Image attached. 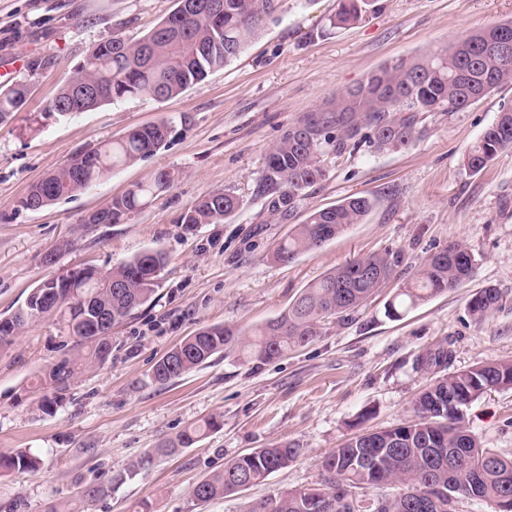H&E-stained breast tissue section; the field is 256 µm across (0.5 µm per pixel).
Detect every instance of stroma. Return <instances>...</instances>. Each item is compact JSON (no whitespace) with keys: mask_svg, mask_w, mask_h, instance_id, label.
<instances>
[{"mask_svg":"<svg viewBox=\"0 0 512 512\" xmlns=\"http://www.w3.org/2000/svg\"><path fill=\"white\" fill-rule=\"evenodd\" d=\"M176 0H0V87L26 80V103L0 124V316L22 306L55 268L108 272L145 249L164 251L155 299L111 332L108 360L82 368L62 402L46 408L42 374L74 353L51 320L0 343V453L37 456L33 473L0 475V512H247L253 501L320 481L325 456L362 431L410 416L427 378L415 369L426 348L448 341L449 371L512 360V149L482 172L461 157L512 106V82L467 108L423 112L424 135L411 147L376 154L359 147L329 156L325 180L308 188L288 219L269 216L257 194L269 148L307 112L327 106L386 65L424 56L488 25L512 20V0H378L360 24H327L338 0H278L258 36L223 69L160 100L144 93L77 115L47 107L89 48L119 34L141 38ZM42 58L37 71L18 57ZM170 119L159 151L113 170L75 196L41 210L20 202L31 185L76 153L128 130ZM170 188L123 224L86 218L158 171ZM229 191L240 210L221 224L186 228L179 216L203 196ZM364 195L373 207L322 247L281 264L273 248L313 210ZM461 243L473 254L472 279L392 320L384 306L432 253ZM58 251L56 266L44 258ZM400 254L394 274L355 318L329 320L320 336L265 364L216 354L168 384L152 368L205 326L250 332L278 316L311 282L351 260ZM492 285L502 307L474 322L468 304ZM484 447L512 456V389L483 393L464 410ZM222 422L201 441L156 457L147 472L83 502L87 485L106 482L186 427ZM288 441L300 454L245 491L200 505L194 486L229 459Z\"/></svg>","mask_w":512,"mask_h":512,"instance_id":"1","label":"stroma"}]
</instances>
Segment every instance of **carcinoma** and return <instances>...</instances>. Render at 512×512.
<instances>
[{
	"label": "carcinoma",
	"instance_id": "cac0c4a2",
	"mask_svg": "<svg viewBox=\"0 0 512 512\" xmlns=\"http://www.w3.org/2000/svg\"><path fill=\"white\" fill-rule=\"evenodd\" d=\"M224 10L180 14L175 9L154 29L136 41L122 36L94 44L71 80L50 102L47 111L61 116L93 110L141 93L166 99L180 95L224 67L258 33L276 0H223ZM377 0H339L329 19L333 28L355 25L375 11ZM512 42V22L497 23L460 37L451 46L434 49L413 61H399L371 73L365 81L336 96L316 112L304 114L268 151L257 194L267 210L282 219L295 208L303 192L324 180L325 158L352 153L362 143L361 131L376 152L402 150L420 137L421 112H458L497 87L512 82V61L504 63L491 44ZM30 86L24 80L0 88V123L26 102ZM171 133L165 120L136 127L123 136L94 148L93 156L80 154L33 184L21 206L39 210L69 198L104 178L112 170L141 161L164 146ZM512 149V108L502 109L496 121L462 157L471 172L485 169L499 152ZM173 175L159 172L153 181L137 184L112 199L104 209L84 219L86 224H122L142 210L157 193L170 187ZM241 201L228 192L204 196L178 222L220 224L235 215ZM366 196H350L341 203L311 212L296 224L274 251L288 264L359 224L372 209ZM400 256L369 255L337 267L310 284L287 311L255 328L248 336L220 325L203 327L155 363L152 378L166 384L205 363L218 352L249 363H267L312 342L325 319L353 317L398 266ZM166 255L154 249L141 252L106 274L92 267L69 271L57 286H36L25 306L0 317V342L29 325L55 318L68 327L85 353L49 365L43 382L51 391L48 404L58 403L78 370L103 363L106 336L88 331L96 312L112 310L116 323L153 300ZM475 260L458 243L429 256L413 277L385 306V315L399 318L408 309L453 290L468 280ZM493 286L476 292L469 314L476 323L489 318L501 305ZM452 351L448 342L430 346L416 359L417 370L430 377L411 403L412 416L393 427L362 432L333 449L323 462L316 485L281 492L255 502L248 512H455L462 499L512 501V456L485 448L464 423L463 408L490 389L512 388V360L484 363L450 373ZM220 427L211 418L194 424L155 451H148L126 473L112 477L119 484L147 470L154 453L190 448ZM299 453L288 442L257 448L224 464L193 489L205 504L265 481L286 468ZM370 456L372 465L361 464ZM35 456L19 451L0 454V472H31ZM391 486L388 495L382 489ZM373 491L364 499L359 491Z\"/></svg>",
	"mask_w": 512,
	"mask_h": 512
}]
</instances>
